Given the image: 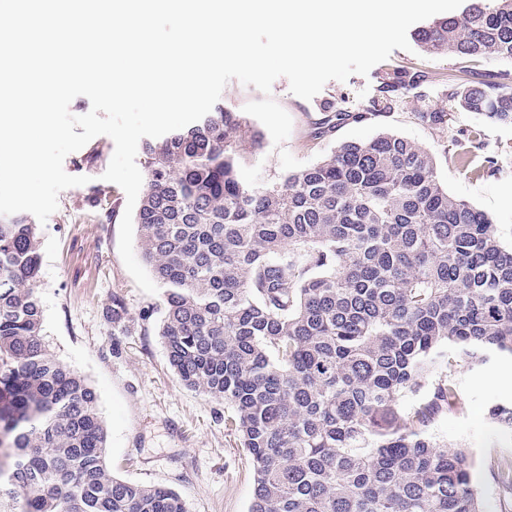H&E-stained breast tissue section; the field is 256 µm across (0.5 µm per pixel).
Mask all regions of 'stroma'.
Returning <instances> with one entry per match:
<instances>
[{"instance_id":"stroma-1","label":"stroma","mask_w":512,"mask_h":512,"mask_svg":"<svg viewBox=\"0 0 512 512\" xmlns=\"http://www.w3.org/2000/svg\"><path fill=\"white\" fill-rule=\"evenodd\" d=\"M395 67L423 72L418 92L429 109L445 106L447 90L496 74L512 78V62L495 60L473 68L444 55L399 49L368 75L328 82L309 101L293 95L281 77L273 84L272 96L293 122L283 149L309 166L344 142L384 132L399 134L429 149L449 193L488 213L500 236L511 240L512 126L462 110L441 127L421 123L401 105L372 113L385 71ZM328 102L344 112L366 113L367 118L346 121L326 138L312 139V124ZM474 127L482 136L465 142L470 161L465 167L447 147ZM113 153V140L101 135L69 154L65 171L88 182L62 191L57 211L38 228L43 343L96 390L106 428V461L115 477L171 488L189 512H249L253 465L238 435L224 426L229 406L185 387L170 368L159 334L162 296L142 292L120 257L126 195L103 178ZM239 175L247 183L284 177L271 137H264L261 149L246 152ZM116 297L125 306L118 323L112 319ZM459 378L466 405L463 411L441 414L432 433L474 453L484 512H512V489L494 476L497 460H512V433L488 416L492 402L512 394V359L502 358L481 371L460 369Z\"/></svg>"}]
</instances>
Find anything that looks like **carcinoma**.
I'll return each instance as SVG.
<instances>
[{"mask_svg":"<svg viewBox=\"0 0 512 512\" xmlns=\"http://www.w3.org/2000/svg\"><path fill=\"white\" fill-rule=\"evenodd\" d=\"M422 51L512 61V0H476L414 34ZM424 75L381 92L410 98ZM512 125V87L448 93ZM354 116L332 111L312 136ZM358 120L364 116L354 117ZM263 134L222 104L146 140L134 223L163 293L182 383L229 404L254 467L250 512H484L472 451L431 432L464 404L458 366L512 357V243L394 133L345 142L277 182L239 177ZM36 225L0 219V512H188L109 471L94 388L47 353ZM512 432V400L489 408Z\"/></svg>","mask_w":512,"mask_h":512,"instance_id":"1","label":"carcinoma"}]
</instances>
